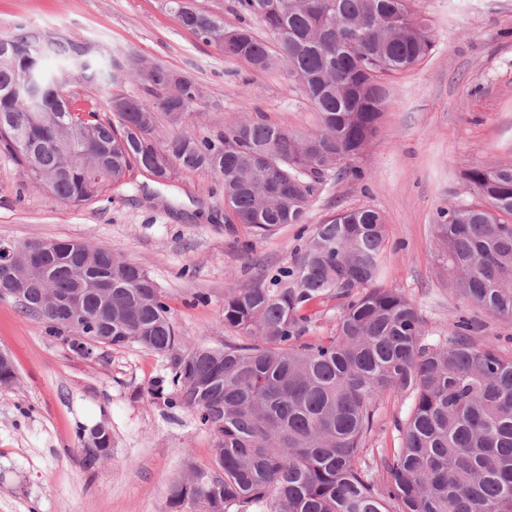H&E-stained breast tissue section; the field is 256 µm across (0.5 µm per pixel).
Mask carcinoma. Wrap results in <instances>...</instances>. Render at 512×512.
<instances>
[{
    "instance_id": "carcinoma-1",
    "label": "carcinoma",
    "mask_w": 512,
    "mask_h": 512,
    "mask_svg": "<svg viewBox=\"0 0 512 512\" xmlns=\"http://www.w3.org/2000/svg\"><path fill=\"white\" fill-rule=\"evenodd\" d=\"M412 0H238L244 24L224 21L188 0H168L179 24L230 59L267 71L285 66L320 118L299 135L261 117L199 139L183 130L159 140L156 113L181 124L205 97L192 77L136 58L115 65L112 86L130 71L151 99L114 91L112 117L80 106L65 92L77 72L92 88L103 61L80 37H57L36 53L43 34L24 27L0 38V150L30 173L33 185L64 203L91 202L135 170L167 181L174 170L208 169L224 185L231 223L267 236L304 224L329 175L365 146L383 114L385 76L430 56L431 27ZM257 19L271 40L245 21ZM58 61L45 69L47 58ZM150 78L142 80L144 70ZM29 76L41 79L35 108L15 95ZM464 178L481 204L457 203L435 224L447 253L448 288L469 304L512 318V163L476 166ZM386 231L370 207L343 210L316 225L294 266L275 283L224 290V324L246 344L182 349L164 295L139 265L106 247L48 241L39 287L26 289L24 312L44 322L75 354L63 320L36 306L83 289L99 324L83 331L103 346L137 345L166 359L154 396L172 411L188 410L212 436V465L186 463L191 478L168 489L172 512H512V357L471 336L466 320L436 343L395 289L377 285ZM338 300L336 334L303 340L311 308ZM411 399L396 422L402 445L382 456L386 478L363 464L378 405L388 393ZM79 463L95 471L110 455L112 431Z\"/></svg>"
}]
</instances>
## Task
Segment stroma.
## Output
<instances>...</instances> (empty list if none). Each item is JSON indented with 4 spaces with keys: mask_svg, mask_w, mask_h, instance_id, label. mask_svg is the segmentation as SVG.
I'll use <instances>...</instances> for the list:
<instances>
[{
    "mask_svg": "<svg viewBox=\"0 0 512 512\" xmlns=\"http://www.w3.org/2000/svg\"><path fill=\"white\" fill-rule=\"evenodd\" d=\"M436 38L433 53L388 76L381 125L349 166L322 184L306 226L256 235L224 220L221 179L179 171L167 184L134 173L99 199L64 203L34 187L0 153V241L75 240L109 248L144 267L161 289L184 344L220 347L240 337L224 323V290L292 265L301 229L340 210L370 207L387 233L383 287L418 309L429 339L468 319L479 341L512 354V319L467 305L447 285L437 211L476 201L463 174L512 161V0H417ZM79 35L117 60L135 56L191 75L208 96L186 120L211 137L243 115L299 133L319 121L287 68L254 70L225 58L181 27L164 0H0V36L16 26ZM360 169L364 179L352 177ZM0 351L17 379L0 388V512H170L168 488L186 462L211 464L212 439L189 413L171 417L151 393L166 373L157 353L129 346L75 355L41 321L0 299ZM411 401L390 395L366 441V462L401 445L396 421ZM107 422L110 458L93 473L79 464L76 432Z\"/></svg>",
    "mask_w": 512,
    "mask_h": 512,
    "instance_id": "35a3bbf8",
    "label": "stroma"
}]
</instances>
